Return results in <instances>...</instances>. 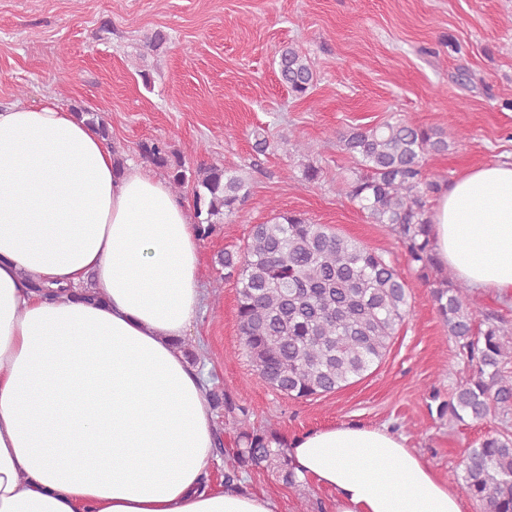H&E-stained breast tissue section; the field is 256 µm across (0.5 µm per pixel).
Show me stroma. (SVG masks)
<instances>
[{"instance_id":"obj_1","label":"stroma","mask_w":512,"mask_h":512,"mask_svg":"<svg viewBox=\"0 0 512 512\" xmlns=\"http://www.w3.org/2000/svg\"><path fill=\"white\" fill-rule=\"evenodd\" d=\"M158 29L169 41L154 52L147 42ZM290 44L315 75L302 98L277 77V53ZM49 98L100 113L126 164H141L140 143L162 139L185 151L190 167L214 163L246 178L247 201L200 243L206 303L187 341L212 388L249 408L255 425L287 437L338 423L386 425L457 490L467 449L486 432H512V417L464 425L432 411L471 368L400 241L341 192L355 163L336 144L341 131L403 118L453 133L447 152L426 160L444 183L511 162L512 0H0V107ZM258 133L270 150H255ZM294 140L301 151H285ZM310 164L318 181L304 176ZM279 212L382 253L413 293L383 361L307 400L255 372L241 346L236 289L216 263ZM239 486L273 495L280 512H333L332 493L312 479L296 490L253 469Z\"/></svg>"}]
</instances>
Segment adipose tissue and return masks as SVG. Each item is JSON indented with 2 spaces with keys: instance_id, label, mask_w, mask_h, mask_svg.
Masks as SVG:
<instances>
[{
  "instance_id": "1",
  "label": "adipose tissue",
  "mask_w": 512,
  "mask_h": 512,
  "mask_svg": "<svg viewBox=\"0 0 512 512\" xmlns=\"http://www.w3.org/2000/svg\"><path fill=\"white\" fill-rule=\"evenodd\" d=\"M436 257L512 292V162L436 198ZM206 293L184 202L146 167L116 172L96 130L46 100L0 108V512H280L209 478V393L181 342ZM334 512H465L390 427L286 440Z\"/></svg>"
}]
</instances>
